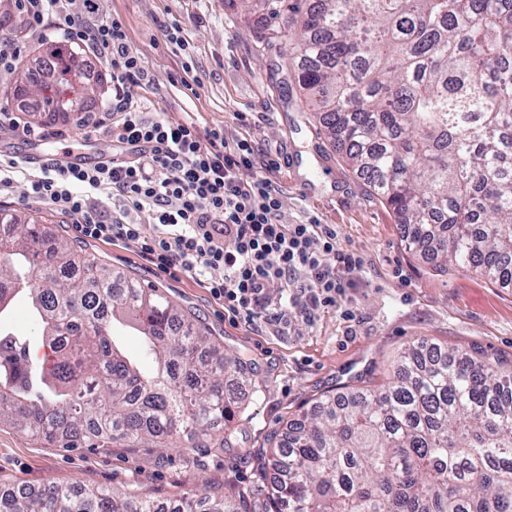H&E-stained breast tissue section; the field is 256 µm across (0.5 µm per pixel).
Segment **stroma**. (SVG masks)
<instances>
[{"label":"stroma","instance_id":"35a3bbf8","mask_svg":"<svg viewBox=\"0 0 512 512\" xmlns=\"http://www.w3.org/2000/svg\"><path fill=\"white\" fill-rule=\"evenodd\" d=\"M97 5L100 15L125 20L131 51L149 61L152 113L171 120L190 116L202 127L245 136L260 162L267 154H280L276 178L289 221L318 216L333 225L344 249L366 260L346 290L345 301L357 318L348 322L329 310L311 323L296 320L282 336L235 323L205 289L184 274L160 271L138 256L134 244L82 238L75 218L26 199V177L37 173L42 157L80 139V113L29 116L17 107L14 78L1 80L0 105L13 108L19 125L39 127L44 136L27 142L0 133V158L28 162L13 194L0 198V209L35 216L52 235L80 244L109 269L158 288L227 353L243 357L254 390L228 421L235 437L229 447L219 433L200 447L129 448L89 441L61 448L2 421L0 486L132 489L160 502L203 487L235 496L256 485L267 451L301 411L326 395L386 382L400 353L414 343L512 362V285L454 269L439 271L431 258L406 249L397 217L369 195L344 147L323 134L284 46L268 45L257 13L242 0H97ZM173 23L186 32L187 55L202 82L192 102L171 85L184 58L165 45L161 27ZM238 112L246 113V124L235 120Z\"/></svg>","mask_w":512,"mask_h":512}]
</instances>
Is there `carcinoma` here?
<instances>
[{"mask_svg": "<svg viewBox=\"0 0 512 512\" xmlns=\"http://www.w3.org/2000/svg\"><path fill=\"white\" fill-rule=\"evenodd\" d=\"M285 41L324 133L409 229V250L512 282V0H246ZM27 68L39 111L83 86L84 56ZM0 313L29 300L50 361L0 328V421L62 448H167L212 435L250 381L155 288L110 274L34 217L0 211ZM131 320L140 353L114 326ZM260 489L164 503L128 491L0 487V512H512V369L421 341L387 384L323 397L288 424Z\"/></svg>", "mask_w": 512, "mask_h": 512, "instance_id": "obj_1", "label": "carcinoma"}]
</instances>
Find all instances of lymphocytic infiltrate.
I'll return each instance as SVG.
<instances>
[{
    "label": "lymphocytic infiltrate",
    "instance_id": "1",
    "mask_svg": "<svg viewBox=\"0 0 512 512\" xmlns=\"http://www.w3.org/2000/svg\"><path fill=\"white\" fill-rule=\"evenodd\" d=\"M15 4L22 29L0 39V80L13 73L25 40L52 35L96 55L112 83L100 116L83 122L88 135L111 141V159L48 160L29 179L28 199L79 216L84 237L134 243L140 257L190 276L246 324L282 333L296 318L338 307L364 259L318 217L288 220L276 159L256 164L246 137L152 115L150 65L130 52L122 18L99 15L96 0ZM107 201L108 216L100 209ZM278 286L286 299L273 296Z\"/></svg>",
    "mask_w": 512,
    "mask_h": 512
}]
</instances>
